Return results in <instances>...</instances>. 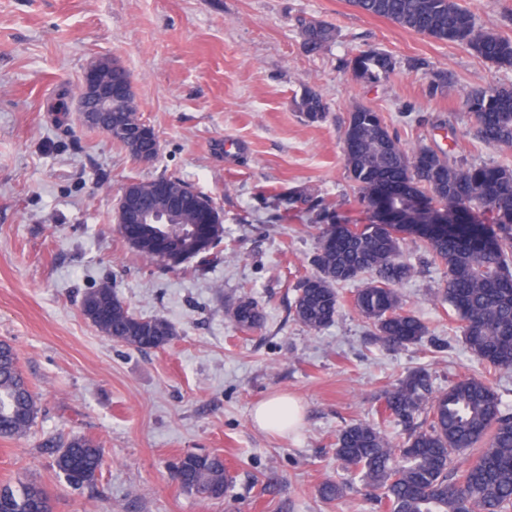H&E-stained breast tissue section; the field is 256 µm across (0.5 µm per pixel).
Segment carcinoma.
I'll return each mask as SVG.
<instances>
[{
    "label": "carcinoma",
    "mask_w": 512,
    "mask_h": 512,
    "mask_svg": "<svg viewBox=\"0 0 512 512\" xmlns=\"http://www.w3.org/2000/svg\"><path fill=\"white\" fill-rule=\"evenodd\" d=\"M359 12L388 19L401 27L438 41L467 46L476 56L512 67V38L477 27L471 11L459 0H351ZM304 48L319 52L336 38L335 30L317 20L300 21ZM353 74L376 80L395 68L391 55L374 48L348 61ZM465 106L474 118L475 135L493 147H512V87L493 86L469 93ZM294 108L310 123L326 118L323 98L309 92ZM113 126L112 140L131 155L158 152L152 129L141 121L128 90L125 111L100 113L96 128ZM344 164L360 191L361 203L373 220L361 227L339 221L336 210L321 200L291 192L280 200L288 211L309 213L318 225L315 272L298 288L294 315L310 330L334 322L340 305L337 286L362 274L371 281L354 296V306L375 328L376 339L387 347L415 344L426 334L425 325L403 311L397 285L410 279L414 267L402 259L394 227L384 218L382 190L401 186L405 196L393 208L411 224H451L447 233H429L427 252L448 269L442 292L461 322L471 353L495 370L512 369V169L473 166L450 161L447 153L429 147L408 149L390 132L380 115L357 107L349 113L343 133ZM172 193L192 194L198 215L212 220L196 223V216H169L175 226L193 224L195 231L177 233L166 250L156 246V228L147 225L144 239L128 242L151 261L177 267L205 259L224 239V217L214 199L187 182L169 177ZM154 180L133 181L124 187L120 215L135 203L160 210L164 204L151 193ZM495 224L489 233L485 223ZM83 315L105 336L138 350L165 346L175 336L163 318L136 315L119 299L112 284L86 293ZM242 329L263 322L259 303L242 297L232 312ZM430 380L416 370L385 396V409L405 431L394 445L379 425L354 423L339 433L336 456L365 487L379 493L388 512H512V415L502 412L492 384L483 379L460 380L448 391L429 398ZM38 409L34 395L18 366L14 349L0 343V436L25 434ZM475 450L466 465L457 453ZM58 473L81 488L95 481L102 465V448L74 436L55 459ZM181 488L203 500L224 497L228 488L224 458L186 453L176 464ZM0 512H52L44 488L36 482L15 488L0 487Z\"/></svg>",
    "instance_id": "cac0c4a2"
}]
</instances>
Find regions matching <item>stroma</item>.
<instances>
[{
	"mask_svg": "<svg viewBox=\"0 0 512 512\" xmlns=\"http://www.w3.org/2000/svg\"><path fill=\"white\" fill-rule=\"evenodd\" d=\"M460 2L484 31L512 38V0ZM304 19L335 27V41L307 53ZM369 47L396 61L376 83L346 66ZM101 59L131 77L139 116L159 142L151 163L78 116L83 73ZM489 86H512V69L349 0H0V341L14 347L39 407L26 435L0 438V484H42L53 512H378L342 470L336 437L365 422L400 438L384 395L408 372L425 369L436 393L463 378L489 380L512 413V370L467 348L440 294L448 271L425 264L418 228L397 229L415 268L398 293L428 333L387 349L353 305L364 275L339 285L327 327L294 319L318 229L278 207L279 193L301 191L334 205L345 223L368 222L343 160V127L358 106L379 112L405 147L512 168V148L483 144L463 104ZM310 90L329 107L319 123L292 105ZM61 100L64 116L53 110ZM228 138L245 151L225 155ZM161 175L221 206L218 259L173 271L118 233L124 186ZM105 282L135 314L172 323L173 339L139 351L100 333L80 304ZM245 295L265 314L250 331L229 320ZM280 393L302 406L300 426L285 436L251 418ZM75 436L104 450L95 484L80 489L55 466ZM190 451L223 456L233 476L224 498L200 499L171 479V463ZM327 481L343 485L341 498L320 496Z\"/></svg>",
	"mask_w": 512,
	"mask_h": 512,
	"instance_id": "1",
	"label": "stroma"
}]
</instances>
